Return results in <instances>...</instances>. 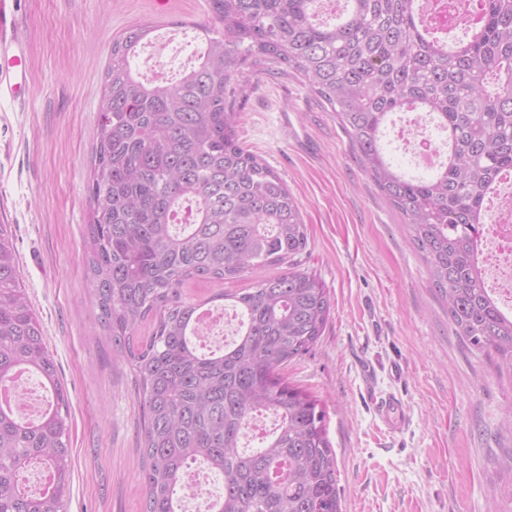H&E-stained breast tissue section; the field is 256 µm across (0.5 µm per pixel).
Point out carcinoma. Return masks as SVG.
I'll list each match as a JSON object with an SVG mask.
<instances>
[{
  "label": "carcinoma",
  "mask_w": 512,
  "mask_h": 512,
  "mask_svg": "<svg viewBox=\"0 0 512 512\" xmlns=\"http://www.w3.org/2000/svg\"><path fill=\"white\" fill-rule=\"evenodd\" d=\"M319 2L211 0L214 21L195 25L199 63L175 81L145 84L131 69L152 24L112 40L88 184V269L97 319L130 365L143 411V512H181L193 463L224 484L205 512H341L323 410L281 374L322 336L331 298L301 268L307 226L287 185L236 136L233 104L251 67L297 75L325 101L402 216L455 334L512 375V316L479 267L489 195L512 172V0H477L478 30L452 43L419 35L411 0H344L332 22ZM408 104L450 146L426 178L406 177L382 143L390 114ZM271 266L284 271L241 291L202 301L183 291ZM221 301L239 329L205 351L196 316ZM20 370L40 378L47 407L31 420L0 405V512H67L69 395L20 284L10 225L0 224V387ZM267 411L277 428L241 446L252 416ZM29 461L50 471L49 487L22 484Z\"/></svg>",
  "instance_id": "1"
}]
</instances>
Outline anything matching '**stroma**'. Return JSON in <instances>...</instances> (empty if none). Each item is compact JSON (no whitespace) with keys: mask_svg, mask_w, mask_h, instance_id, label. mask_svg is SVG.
<instances>
[{"mask_svg":"<svg viewBox=\"0 0 512 512\" xmlns=\"http://www.w3.org/2000/svg\"><path fill=\"white\" fill-rule=\"evenodd\" d=\"M30 65L24 105L0 103V224L70 397L68 512H143L141 409L95 319L85 241L90 158L112 40L150 22L202 43L210 0H0ZM235 131L287 184L305 269L332 300L318 343L283 370L325 411L343 512H512V383L455 336L400 215L323 101L294 75L253 72ZM407 414L388 432L378 401Z\"/></svg>","mask_w":512,"mask_h":512,"instance_id":"35a3bbf8","label":"stroma"}]
</instances>
